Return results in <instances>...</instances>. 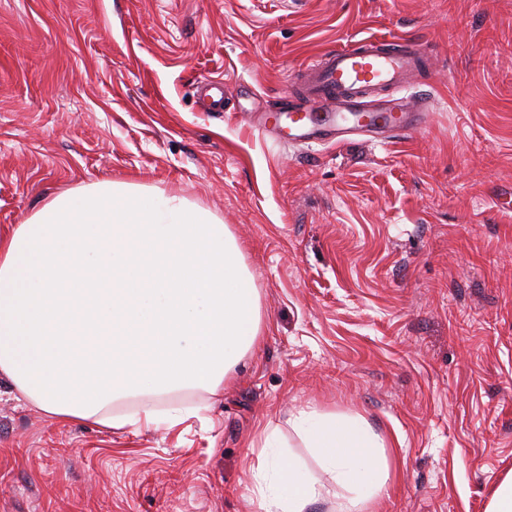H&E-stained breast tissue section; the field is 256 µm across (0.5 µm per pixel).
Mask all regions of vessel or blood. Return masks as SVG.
<instances>
[{
    "label": "vessel or blood",
    "mask_w": 512,
    "mask_h": 512,
    "mask_svg": "<svg viewBox=\"0 0 512 512\" xmlns=\"http://www.w3.org/2000/svg\"><path fill=\"white\" fill-rule=\"evenodd\" d=\"M427 63L416 40L372 37L331 47L304 67L302 102L262 115L258 129L292 146L409 131L424 111L406 88Z\"/></svg>",
    "instance_id": "obj_1"
}]
</instances>
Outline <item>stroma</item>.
I'll return each instance as SVG.
<instances>
[{
  "instance_id": "stroma-1",
  "label": "stroma",
  "mask_w": 512,
  "mask_h": 512,
  "mask_svg": "<svg viewBox=\"0 0 512 512\" xmlns=\"http://www.w3.org/2000/svg\"><path fill=\"white\" fill-rule=\"evenodd\" d=\"M289 2L0 0V232L105 179L157 187L223 221L262 312L223 384L164 400L172 429L0 385V512H259L262 429L312 407L393 440L373 512H485L512 469V0ZM368 36L423 40V123L309 148L253 127Z\"/></svg>"
}]
</instances>
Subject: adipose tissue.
Listing matches in <instances>:
<instances>
[{
  "label": "adipose tissue",
  "instance_id": "ef3b65f1",
  "mask_svg": "<svg viewBox=\"0 0 512 512\" xmlns=\"http://www.w3.org/2000/svg\"><path fill=\"white\" fill-rule=\"evenodd\" d=\"M243 251L209 209L110 180L61 193L0 234V378L62 421L147 429L156 399L213 390L261 326ZM152 404L117 410L130 396ZM290 424L311 474L268 434L250 471L260 512H371L387 494V444L361 418L299 410Z\"/></svg>",
  "mask_w": 512,
  "mask_h": 512
}]
</instances>
